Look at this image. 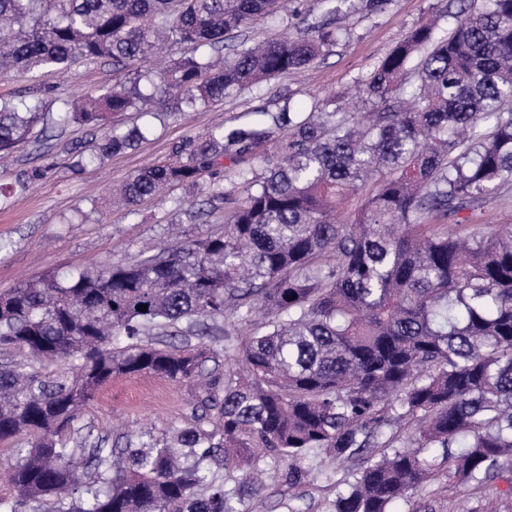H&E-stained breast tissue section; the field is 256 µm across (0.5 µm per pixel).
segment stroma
Masks as SVG:
<instances>
[{
  "label": "stroma",
  "instance_id": "stroma-1",
  "mask_svg": "<svg viewBox=\"0 0 512 512\" xmlns=\"http://www.w3.org/2000/svg\"><path fill=\"white\" fill-rule=\"evenodd\" d=\"M456 0H391L372 15L351 13L338 23L348 36L323 61L303 73L281 75L261 91L242 90L224 102L175 116L156 117L137 110L112 115L124 127L152 126L153 131L130 151L96 165L76 166V155L103 134L102 128L77 124L45 128L36 123L34 138L0 164V291L31 278L80 270H102L133 263L160 246L181 245L222 233L224 203L197 189L179 186L160 200L135 209L107 202L112 187L135 171L163 162L190 139L215 126L254 119L256 110H278L284 102L310 105L313 98L349 99L361 73L421 20L436 15L442 28L453 25L449 10ZM112 84V64L84 60L69 70L37 69L20 75L0 70V97L38 96L46 102L94 95ZM198 389L142 375L122 376L100 387L94 402L74 422L81 432L109 437L136 434L147 424L184 427L194 416Z\"/></svg>",
  "mask_w": 512,
  "mask_h": 512
}]
</instances>
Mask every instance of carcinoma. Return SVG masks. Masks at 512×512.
Instances as JSON below:
<instances>
[{"instance_id": "cac0c4a2", "label": "carcinoma", "mask_w": 512, "mask_h": 512, "mask_svg": "<svg viewBox=\"0 0 512 512\" xmlns=\"http://www.w3.org/2000/svg\"><path fill=\"white\" fill-rule=\"evenodd\" d=\"M317 3L296 33L251 43L234 33L275 17L280 0H0V68L108 59L113 76L54 112L1 97L0 159L46 114L56 127H105L110 114L194 110L306 69L332 54L337 16L356 8ZM451 17L444 34L420 20L358 80L364 118L327 97L270 124L213 127L113 193L129 207L197 184L222 159L223 233L0 292V442L20 459L0 512H241L264 490L263 467L286 462L280 477L301 485L313 452L347 465L322 472L329 512L401 501L436 512L417 500L429 486L462 512H497L500 486L512 495V225L431 220L473 215L512 184V0H458ZM174 44L193 51L128 77ZM143 138L106 127L80 161ZM228 315L253 332L240 366L208 371L204 337ZM153 330L186 342L142 340ZM127 374L199 385L193 422L111 445L63 436Z\"/></svg>"}]
</instances>
